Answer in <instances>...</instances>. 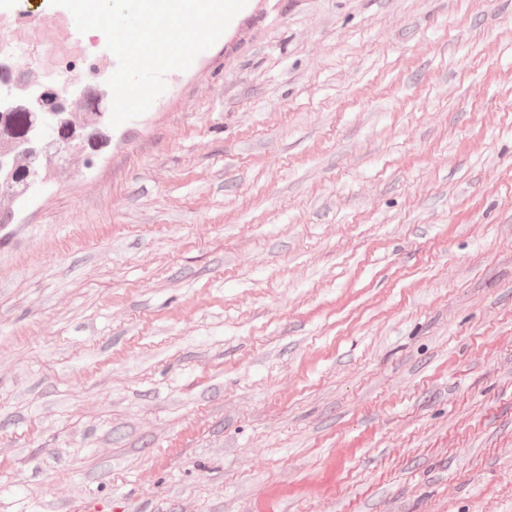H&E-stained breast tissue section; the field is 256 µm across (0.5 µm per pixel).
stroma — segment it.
I'll list each match as a JSON object with an SVG mask.
<instances>
[{"label":"stroma","instance_id":"obj_1","mask_svg":"<svg viewBox=\"0 0 512 512\" xmlns=\"http://www.w3.org/2000/svg\"><path fill=\"white\" fill-rule=\"evenodd\" d=\"M0 224V512H512V0H249Z\"/></svg>","mask_w":512,"mask_h":512}]
</instances>
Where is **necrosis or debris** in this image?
<instances>
[{"instance_id":"necrosis-or-debris-1","label":"necrosis or debris","mask_w":512,"mask_h":512,"mask_svg":"<svg viewBox=\"0 0 512 512\" xmlns=\"http://www.w3.org/2000/svg\"><path fill=\"white\" fill-rule=\"evenodd\" d=\"M73 22L64 16L46 17L29 10L0 16V72H9L16 91L75 81L88 87L109 78L112 62L91 46L74 43L70 55L49 53V46L72 37Z\"/></svg>"}]
</instances>
